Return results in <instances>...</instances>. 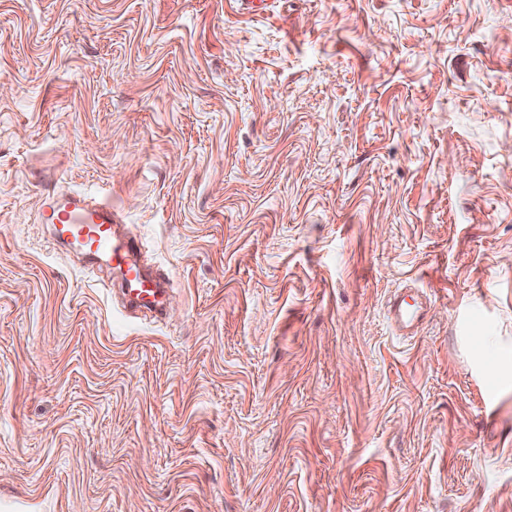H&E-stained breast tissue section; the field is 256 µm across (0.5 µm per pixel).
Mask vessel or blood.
<instances>
[{
    "label": "vessel or blood",
    "instance_id": "1",
    "mask_svg": "<svg viewBox=\"0 0 512 512\" xmlns=\"http://www.w3.org/2000/svg\"><path fill=\"white\" fill-rule=\"evenodd\" d=\"M40 223L49 225L61 246L78 248L89 264L108 267L130 308L161 317L165 310L167 276L148 274L141 263L143 245L130 233H116L115 214L107 201H90L78 194L49 192L39 211ZM391 313L399 330L415 334L426 307L408 309L392 302Z\"/></svg>",
    "mask_w": 512,
    "mask_h": 512
}]
</instances>
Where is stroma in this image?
<instances>
[{"label": "stroma", "mask_w": 512, "mask_h": 512, "mask_svg": "<svg viewBox=\"0 0 512 512\" xmlns=\"http://www.w3.org/2000/svg\"><path fill=\"white\" fill-rule=\"evenodd\" d=\"M0 512H512V0H0ZM39 222L49 224L58 245L78 248L89 264L108 267L130 308L155 318L163 315L167 275L158 269L155 275L143 270L142 242L128 232L116 233L109 201H89L79 194L52 191L40 207ZM391 313L395 323L403 334L414 335L416 334L419 323L427 314V306L426 304H422L418 310L408 309L403 308L401 303L394 300L391 304Z\"/></svg>", "instance_id": "stroma-1"}]
</instances>
